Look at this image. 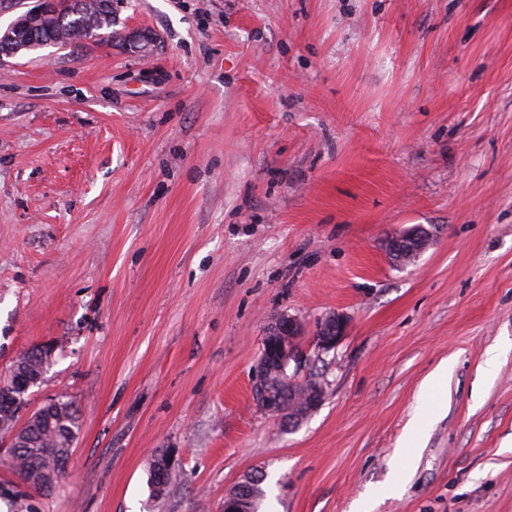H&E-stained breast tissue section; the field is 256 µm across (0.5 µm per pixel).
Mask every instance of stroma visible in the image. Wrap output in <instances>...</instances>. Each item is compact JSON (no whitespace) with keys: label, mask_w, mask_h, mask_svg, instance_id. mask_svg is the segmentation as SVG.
Instances as JSON below:
<instances>
[{"label":"stroma","mask_w":512,"mask_h":512,"mask_svg":"<svg viewBox=\"0 0 512 512\" xmlns=\"http://www.w3.org/2000/svg\"><path fill=\"white\" fill-rule=\"evenodd\" d=\"M112 11L111 42L0 61V379L57 342L28 407L80 423L48 493L0 447V512H224L254 474L259 512H512V0ZM332 313L322 403L260 410L271 322L306 349Z\"/></svg>","instance_id":"35a3bbf8"}]
</instances>
